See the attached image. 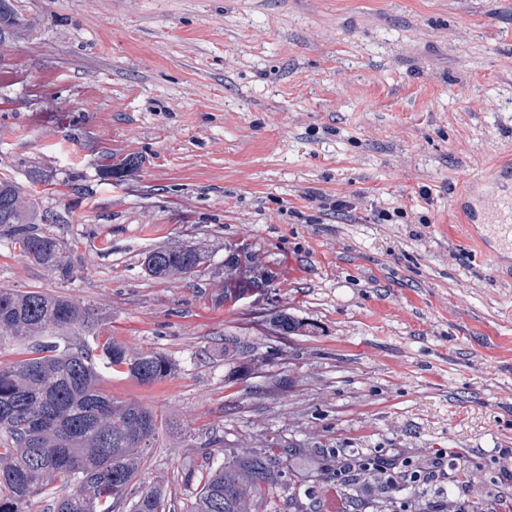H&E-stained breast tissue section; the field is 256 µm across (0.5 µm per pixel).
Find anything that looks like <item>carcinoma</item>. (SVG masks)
Masks as SVG:
<instances>
[{"mask_svg": "<svg viewBox=\"0 0 512 512\" xmlns=\"http://www.w3.org/2000/svg\"><path fill=\"white\" fill-rule=\"evenodd\" d=\"M52 222L53 214L23 200L15 182L0 180V236L50 271L65 266L59 241L40 228ZM203 263L190 246L154 249L143 259L155 278ZM96 322L91 308L63 297L0 288V344L22 346L21 358L0 362V512H28L38 498L52 501L50 512H113L139 475L157 417L141 404L112 399L102 374L124 369L152 384L174 364L158 352L132 353L99 338ZM279 462V447L272 446L206 466L191 512H261ZM58 478L74 482L72 489L57 493ZM163 501L160 489L144 486L133 512H164Z\"/></svg>", "mask_w": 512, "mask_h": 512, "instance_id": "obj_1", "label": "carcinoma"}]
</instances>
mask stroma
<instances>
[{
	"mask_svg": "<svg viewBox=\"0 0 512 512\" xmlns=\"http://www.w3.org/2000/svg\"><path fill=\"white\" fill-rule=\"evenodd\" d=\"M10 2L0 178L56 215L71 267L0 238V288L92 307L99 335L172 360L154 384L103 378L158 417L140 478L169 512L197 445L218 465L274 438L317 461H281L274 512H501L512 261L478 260L456 201L512 154V0ZM228 244L277 273L235 304ZM185 245L193 276L145 272ZM441 451L467 479L336 485L359 455ZM204 257L191 246L181 248H158L148 251L143 259V266L149 275L155 278H165L172 274L186 275L188 266H201Z\"/></svg>",
	"mask_w": 512,
	"mask_h": 512,
	"instance_id": "stroma-1",
	"label": "stroma"
}]
</instances>
